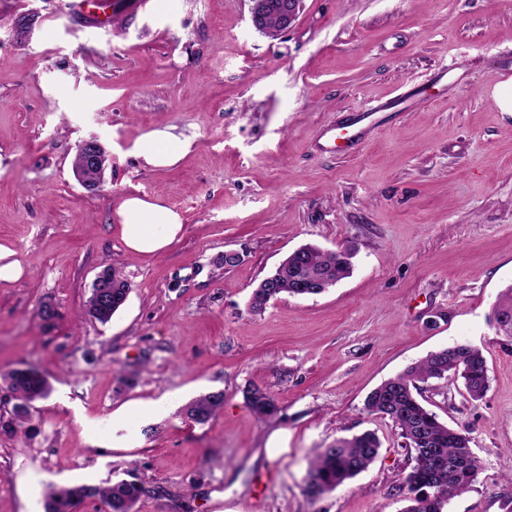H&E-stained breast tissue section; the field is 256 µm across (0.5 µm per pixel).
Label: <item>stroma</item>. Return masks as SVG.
<instances>
[{
	"mask_svg": "<svg viewBox=\"0 0 512 512\" xmlns=\"http://www.w3.org/2000/svg\"><path fill=\"white\" fill-rule=\"evenodd\" d=\"M249 8L112 0L101 28L69 0L0 11V243L23 268L0 281V373L29 365L50 385L16 431L0 388V512L119 478L145 489L135 512H401L414 461L365 398L457 345L482 350L489 389L474 401L458 379L421 385L479 465L446 512H512V339L492 315L512 287V0H304L275 38ZM444 68L447 87L417 96ZM368 109L367 141L325 149L327 129ZM165 127L191 147L144 165L141 137ZM92 137L112 158L96 193L73 170ZM131 195L181 215L163 253L126 251L116 210ZM305 244L351 254V275L252 312L253 289ZM228 250L241 263L219 267ZM109 267L130 292L103 324L87 301ZM253 386L277 416L246 407ZM218 391L214 420L187 418ZM164 398V417L113 426L120 407ZM366 431L373 464L307 496L315 451Z\"/></svg>",
	"mask_w": 512,
	"mask_h": 512,
	"instance_id": "stroma-1",
	"label": "stroma"
}]
</instances>
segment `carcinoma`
<instances>
[{
	"label": "carcinoma",
	"instance_id": "1",
	"mask_svg": "<svg viewBox=\"0 0 512 512\" xmlns=\"http://www.w3.org/2000/svg\"><path fill=\"white\" fill-rule=\"evenodd\" d=\"M351 271L350 255L324 252L303 245L288 254L273 273L255 288L251 308L260 311L281 294L317 295L346 278ZM129 288L116 271L99 273L87 301L88 313L101 323L108 322L125 303ZM497 328L512 336V287L506 289L493 308ZM453 374L463 380L469 397L482 399L489 388L486 358L470 345H458L429 353L403 373L383 382L365 399L366 409L390 419L400 430L405 447L414 452V465L399 491L408 505L402 512H445L450 499L466 491L475 482L479 465L470 451V439L441 422L435 412L423 404L419 383ZM17 394L20 404L15 412L22 416L27 404L49 394L46 378L34 368L13 369L3 375ZM247 407L257 416L272 417L279 412L274 397L260 388L244 391ZM224 405V392L205 395L186 409L188 418L204 424ZM381 444L375 434L365 432L350 440H341L315 452L309 469L307 492L319 497L354 478L369 467ZM144 494L142 485L119 480L107 487L73 486L53 488L46 512H75L88 499L105 504L106 512H134Z\"/></svg>",
	"mask_w": 512,
	"mask_h": 512
}]
</instances>
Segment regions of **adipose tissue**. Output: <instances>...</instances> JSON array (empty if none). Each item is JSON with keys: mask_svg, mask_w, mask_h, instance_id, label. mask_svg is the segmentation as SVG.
Segmentation results:
<instances>
[{"mask_svg": "<svg viewBox=\"0 0 512 512\" xmlns=\"http://www.w3.org/2000/svg\"><path fill=\"white\" fill-rule=\"evenodd\" d=\"M189 141L178 139L169 130H155L145 135L137 156L145 165L161 168L175 165L187 152ZM116 215L121 239L128 252L153 255L165 251L183 228L182 218L158 198H125Z\"/></svg>", "mask_w": 512, "mask_h": 512, "instance_id": "1", "label": "adipose tissue"}]
</instances>
